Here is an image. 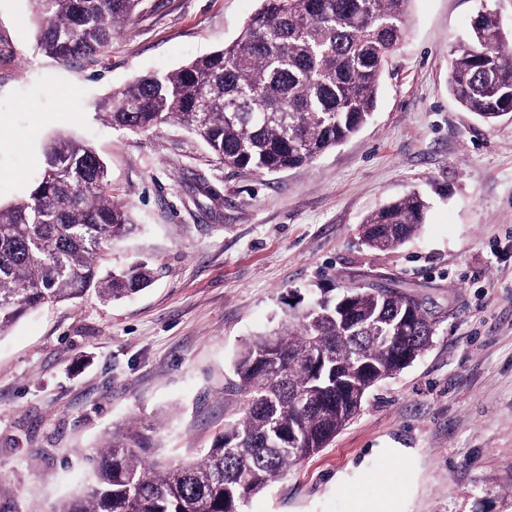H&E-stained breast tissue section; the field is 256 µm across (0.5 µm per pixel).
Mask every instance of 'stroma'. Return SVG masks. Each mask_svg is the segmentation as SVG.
<instances>
[{
  "label": "stroma",
  "mask_w": 512,
  "mask_h": 512,
  "mask_svg": "<svg viewBox=\"0 0 512 512\" xmlns=\"http://www.w3.org/2000/svg\"><path fill=\"white\" fill-rule=\"evenodd\" d=\"M484 4L512 29V0H413L370 122L312 165L257 175L176 123L112 128L98 104L233 41L258 0H144L97 60L66 64L38 51L29 0H0V203L28 194L46 141L84 140L138 225L103 268L158 269L128 298L91 293L0 335V512L80 496L107 432L135 418L162 422L154 458H197L243 407L242 343L290 300L354 284L433 299L432 343L242 512H353L384 484L400 512H512V117L485 123L448 90L449 50ZM411 191L430 200L419 234L361 245L362 220Z\"/></svg>",
  "instance_id": "1"
}]
</instances>
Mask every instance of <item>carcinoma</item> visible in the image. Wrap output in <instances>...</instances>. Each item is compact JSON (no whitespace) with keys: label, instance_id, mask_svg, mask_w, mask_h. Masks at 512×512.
Wrapping results in <instances>:
<instances>
[{"label":"carcinoma","instance_id":"1","mask_svg":"<svg viewBox=\"0 0 512 512\" xmlns=\"http://www.w3.org/2000/svg\"><path fill=\"white\" fill-rule=\"evenodd\" d=\"M37 46L95 60L142 0H30ZM411 0H260L237 38L99 105L114 127L182 125L224 166L272 173L312 164L371 118L382 74L407 34ZM448 89L486 122L512 114V31L487 9L450 50ZM239 105V111L228 108ZM428 203L410 192L360 225L366 248L410 240ZM137 228L112 197L107 164L61 135L29 194L0 205V335L29 312L95 290L119 300L149 285L147 261L106 275L107 249ZM430 303L395 288L322 294L245 342L233 363L240 414L200 457L151 458L159 422L109 431L82 495L55 512H241L359 414L368 391L412 363L436 333Z\"/></svg>","mask_w":512,"mask_h":512}]
</instances>
